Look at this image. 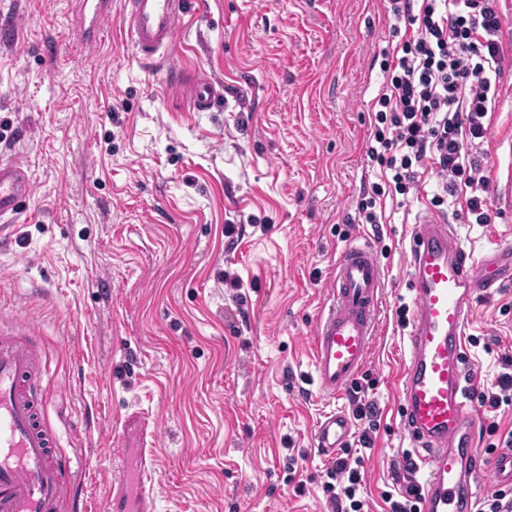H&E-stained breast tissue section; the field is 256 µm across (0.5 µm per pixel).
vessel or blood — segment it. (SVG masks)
Masks as SVG:
<instances>
[{"mask_svg": "<svg viewBox=\"0 0 512 512\" xmlns=\"http://www.w3.org/2000/svg\"><path fill=\"white\" fill-rule=\"evenodd\" d=\"M184 0H122L127 37L145 65H166L176 47ZM194 109L207 110L224 88L208 76L187 86ZM32 183L18 163L0 164V217L27 207ZM411 329L405 341L399 427L416 445L415 467L423 475L418 512H474L478 486L492 471L512 491V448L486 454L476 409L477 387L465 361V336L473 302L512 283V242L483 255L459 241L446 216L420 214L410 239ZM383 271L371 243L343 247L327 283L329 306L313 336V366L322 394H344L364 369L377 334ZM44 351L34 331H0V512H59L74 488L53 454L54 432L42 417ZM139 443L117 448L120 468L112 481L113 512H151L148 487L156 472L160 425L140 417ZM344 413L320 421L314 432L322 454L348 440Z\"/></svg>", "mask_w": 512, "mask_h": 512, "instance_id": "1", "label": "vessel or blood"}]
</instances>
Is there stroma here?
Wrapping results in <instances>:
<instances>
[{
    "mask_svg": "<svg viewBox=\"0 0 512 512\" xmlns=\"http://www.w3.org/2000/svg\"><path fill=\"white\" fill-rule=\"evenodd\" d=\"M385 0H193L171 66L224 86L190 109L164 68L142 66L113 11L80 38L71 0H0L14 25L0 43V161L27 169L33 193L0 244V328L32 325L46 348L43 399L69 461L74 501L111 512V446L121 423L157 417L164 437L153 512H332L331 457L316 423L352 412L321 394L311 345L341 248L370 241L384 269L379 329L358 378L377 411L362 449L364 512L404 491L412 452L399 429L409 241L440 180L419 199L387 198L386 222L353 223L392 36ZM490 172L491 223L448 218L481 254L512 240V71L475 144ZM239 232L225 237L224 227ZM237 274L241 289L225 286ZM466 352L479 393L512 357V287L474 303Z\"/></svg>",
    "mask_w": 512,
    "mask_h": 512,
    "instance_id": "1",
    "label": "stroma"
}]
</instances>
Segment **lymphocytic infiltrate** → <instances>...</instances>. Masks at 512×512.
I'll list each match as a JSON object with an SVG mask.
<instances>
[{"label":"lymphocytic infiltrate","instance_id":"1","mask_svg":"<svg viewBox=\"0 0 512 512\" xmlns=\"http://www.w3.org/2000/svg\"><path fill=\"white\" fill-rule=\"evenodd\" d=\"M388 11L405 32L381 62L383 82L373 100L374 126L365 146L368 167L378 182L357 203L361 224L383 221L381 201L407 195L427 170L443 181L430 203L440 209L459 188L471 189L467 213L475 223L491 221L485 198L477 195L489 174L468 152L486 138L489 112L500 94L506 48L502 0H388ZM328 485L333 512H362L356 497L357 460L342 451Z\"/></svg>","mask_w":512,"mask_h":512}]
</instances>
